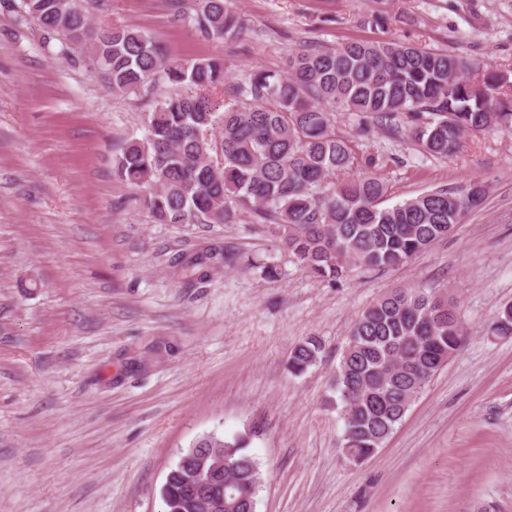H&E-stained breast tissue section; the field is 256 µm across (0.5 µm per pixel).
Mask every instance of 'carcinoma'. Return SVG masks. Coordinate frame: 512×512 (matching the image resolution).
Wrapping results in <instances>:
<instances>
[{"label":"carcinoma","instance_id":"carcinoma-1","mask_svg":"<svg viewBox=\"0 0 512 512\" xmlns=\"http://www.w3.org/2000/svg\"><path fill=\"white\" fill-rule=\"evenodd\" d=\"M231 0H168L173 23L214 44L234 42L246 27ZM21 18L80 55L113 92L153 103L146 134L121 147L118 177L142 193L163 224H234L246 214L269 227L314 278L339 280L354 266L397 267L447 236L480 204L486 187L437 186L393 206L373 169L350 140L331 130L332 112L359 117L390 139L402 131L434 158H446L468 132L512 129V75L488 71L474 82L466 58L392 40H351L292 53L288 71H252L218 112L212 94L224 88V58H172L155 37L128 27L91 28L82 0H21ZM188 87L184 93L181 88ZM230 259L211 247L185 260L196 275ZM512 336V304L492 322ZM463 324L454 298L434 288H395L357 318L334 374L332 403L344 423L341 448L354 460L389 439L438 370L460 349ZM322 342L295 345L296 375L317 364ZM224 458L217 493L222 512H255L258 460L245 440L214 433L194 444ZM190 468L170 471L166 512H213L186 491Z\"/></svg>","mask_w":512,"mask_h":512}]
</instances>
